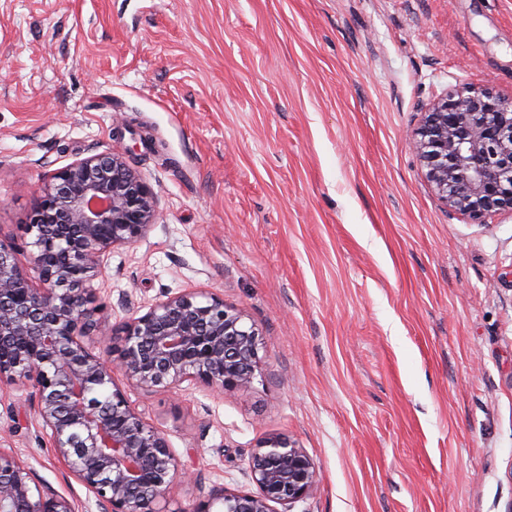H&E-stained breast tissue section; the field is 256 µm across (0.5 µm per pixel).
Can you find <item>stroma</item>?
<instances>
[{
  "label": "stroma",
  "instance_id": "35a3bbf8",
  "mask_svg": "<svg viewBox=\"0 0 512 512\" xmlns=\"http://www.w3.org/2000/svg\"><path fill=\"white\" fill-rule=\"evenodd\" d=\"M468 87L512 96V0H0V243L27 261L47 168L126 153L161 215L105 254L91 349L188 288L264 339L249 390L127 387L168 512L254 491L275 435L317 464L291 512H512V213L449 214L411 137ZM30 394L0 451L100 512Z\"/></svg>",
  "mask_w": 512,
  "mask_h": 512
}]
</instances>
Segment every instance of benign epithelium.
<instances>
[{"label": "benign epithelium", "instance_id": "benign-epithelium-1", "mask_svg": "<svg viewBox=\"0 0 512 512\" xmlns=\"http://www.w3.org/2000/svg\"><path fill=\"white\" fill-rule=\"evenodd\" d=\"M415 150L454 214L486 224L512 213V98L470 89L418 106ZM158 197L122 153L72 162L48 177L27 224L33 282L16 250L0 243V385L34 389L35 411L55 453L98 500L101 512H163L181 478L165 434L129 403L127 385L175 390L199 381L222 394L262 374L258 329L224 299L185 289L128 317L113 361L85 339L105 309L89 287L106 251L133 245L155 227ZM254 492L221 489L197 512H290L317 491L316 462L284 436L267 438L249 462ZM31 472L0 451V512H76L55 490L32 488ZM281 509H276V506Z\"/></svg>", "mask_w": 512, "mask_h": 512}]
</instances>
